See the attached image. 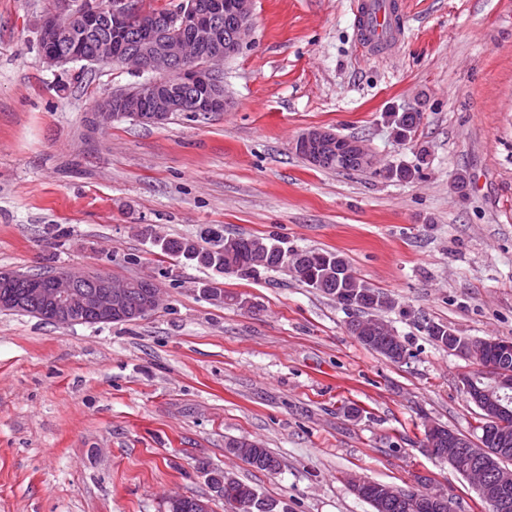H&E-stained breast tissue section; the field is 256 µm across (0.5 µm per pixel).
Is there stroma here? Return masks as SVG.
I'll return each instance as SVG.
<instances>
[{
	"label": "stroma",
	"mask_w": 512,
	"mask_h": 512,
	"mask_svg": "<svg viewBox=\"0 0 512 512\" xmlns=\"http://www.w3.org/2000/svg\"><path fill=\"white\" fill-rule=\"evenodd\" d=\"M47 4L0 0V272L149 277L163 301L96 325L0 309V512H161L170 493L228 512L209 468L288 512H371L350 473L421 475L487 512L425 447L426 425L471 437L478 420L459 382L472 361L425 324L512 339V0H406L404 42L377 55L356 46L354 0H254L223 111L159 126L93 125L139 76L47 67ZM409 111L396 140L389 115ZM311 127L363 139L377 170L311 166L291 148ZM400 166L412 177L388 176ZM208 226L340 252L394 300L411 358L361 345L348 311L283 272L243 280L154 245ZM216 281L240 305L210 300ZM239 437L279 471L228 456Z\"/></svg>",
	"instance_id": "stroma-1"
}]
</instances>
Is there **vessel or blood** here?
Returning a JSON list of instances; mask_svg holds the SVG:
<instances>
[{"label":"vessel or blood","instance_id":"1","mask_svg":"<svg viewBox=\"0 0 512 512\" xmlns=\"http://www.w3.org/2000/svg\"><path fill=\"white\" fill-rule=\"evenodd\" d=\"M404 8V0H359L357 18L361 45L373 52L399 45L403 38L400 16Z\"/></svg>","mask_w":512,"mask_h":512}]
</instances>
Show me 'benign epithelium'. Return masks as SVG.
<instances>
[{"label": "benign epithelium", "instance_id": "obj_1", "mask_svg": "<svg viewBox=\"0 0 512 512\" xmlns=\"http://www.w3.org/2000/svg\"><path fill=\"white\" fill-rule=\"evenodd\" d=\"M254 0H192L175 15L155 16L140 33V45L129 44L128 32L137 14L134 0H108L102 8L99 0H63L60 6L45 11L38 20V44L47 67H60L89 59L94 63H114L136 73L163 74L169 83L153 78L134 84L130 90H119L105 98L95 113V121L107 124L120 119L125 112H138L144 122L161 125L170 114L181 109L178 94L191 91L194 96L189 111L196 113L224 111V59L239 51L251 36ZM292 149L312 166L334 152L354 158L361 167L370 169L375 160L362 140L341 137L322 127H312L299 135ZM139 279L106 277L87 286L68 272H58L29 284L21 285L6 274H0V309L17 308L30 301L43 304L51 320L61 326L81 324L87 319L110 323L116 319L143 318L160 301V289L143 292L139 307L130 310L127 300ZM448 348L476 362L491 373L492 388L463 381L468 400L498 425L512 415L502 402L512 396V368L503 360L512 355V340L488 338L476 346L448 330ZM426 447L440 459L455 466L469 440L453 432L445 434L441 426L428 427ZM479 497L496 502L501 490L512 484V471L502 469L491 476L472 464L463 472ZM381 506L400 503L411 492L389 485L375 491Z\"/></svg>", "mask_w": 512, "mask_h": 512}]
</instances>
